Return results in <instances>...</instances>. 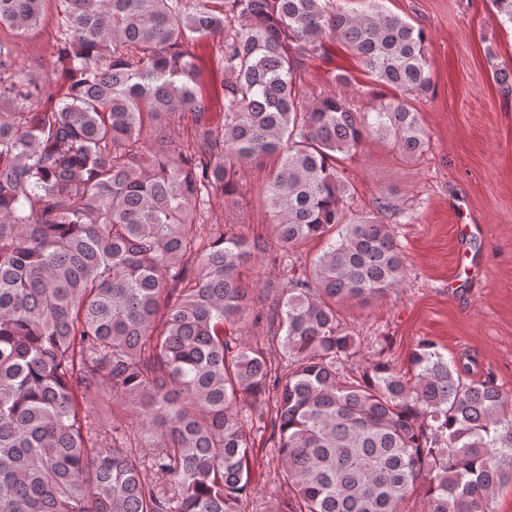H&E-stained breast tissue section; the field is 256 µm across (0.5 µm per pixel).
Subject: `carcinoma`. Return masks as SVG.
Segmentation results:
<instances>
[{"label": "carcinoma", "instance_id": "1", "mask_svg": "<svg viewBox=\"0 0 512 512\" xmlns=\"http://www.w3.org/2000/svg\"><path fill=\"white\" fill-rule=\"evenodd\" d=\"M46 2L0 0V28L23 36ZM54 2L53 106L0 39V512H245L260 429L294 492L273 512H398L420 487L425 512H491L512 480V394L428 340L409 378L384 358L354 374L336 315L404 279L390 225L405 212L380 196L373 215L348 214L337 161L374 135L425 150V30L380 0ZM215 35L218 125L195 53ZM329 38L366 69L369 108L296 85ZM272 156L270 236L214 222L240 165ZM315 239L325 249L296 274ZM269 251L286 283L260 308L243 271ZM249 325L281 337L287 372ZM97 398L133 410L138 429L103 424Z\"/></svg>", "mask_w": 512, "mask_h": 512}]
</instances>
